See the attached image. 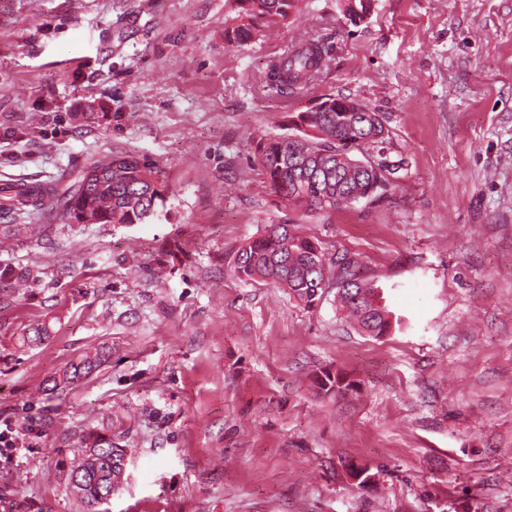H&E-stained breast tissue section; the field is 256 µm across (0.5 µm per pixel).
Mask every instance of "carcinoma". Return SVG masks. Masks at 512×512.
Masks as SVG:
<instances>
[{
    "instance_id": "carcinoma-1",
    "label": "carcinoma",
    "mask_w": 512,
    "mask_h": 512,
    "mask_svg": "<svg viewBox=\"0 0 512 512\" xmlns=\"http://www.w3.org/2000/svg\"><path fill=\"white\" fill-rule=\"evenodd\" d=\"M235 22L224 28V41L241 46L266 36L299 10L301 0H235ZM371 0H344V17L351 23L366 18ZM330 49L315 39L287 48L265 72L266 82L286 97L301 94L321 79L329 66ZM318 108L287 115L292 133L256 141L255 157L268 183L294 217L284 224H268L263 233L241 246L233 260V274L243 281H262L307 306L323 297V284L335 285L341 310L353 317L369 336L387 335L392 313L382 305L378 287L362 275L359 262L343 255L330 258L312 239L297 232L310 214H328L360 200L382 198L393 187L391 171L379 162L366 169L361 155L375 150L383 158L387 129L378 112L348 97L325 94ZM153 163L132 155H113L91 163L73 182L60 176L47 183L16 191L0 187V212L21 213L31 207L50 218L76 224H139L164 202L167 187ZM49 336L43 323L32 325L23 343L33 346ZM101 361L87 352L70 364L59 384L76 385ZM81 457L64 475L70 491L93 507L112 496L126 450L112 441V425L87 428L79 437Z\"/></svg>"
}]
</instances>
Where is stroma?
<instances>
[{"label": "stroma", "instance_id": "stroma-1", "mask_svg": "<svg viewBox=\"0 0 512 512\" xmlns=\"http://www.w3.org/2000/svg\"><path fill=\"white\" fill-rule=\"evenodd\" d=\"M234 0H0V184L80 175L104 155L162 171L140 224L18 216L0 250V421L37 448L0 457L13 512H512V0H302L262 40L224 41ZM317 38L329 67L282 97L270 60ZM324 94L383 116L388 196L300 225L357 260L397 323L381 338L334 294L308 307L232 276L236 250L292 211L259 137ZM45 323L49 338L23 346ZM99 368L45 399L85 352ZM347 390L322 392L325 374ZM129 462L89 507L63 475L80 430Z\"/></svg>", "mask_w": 512, "mask_h": 512}]
</instances>
